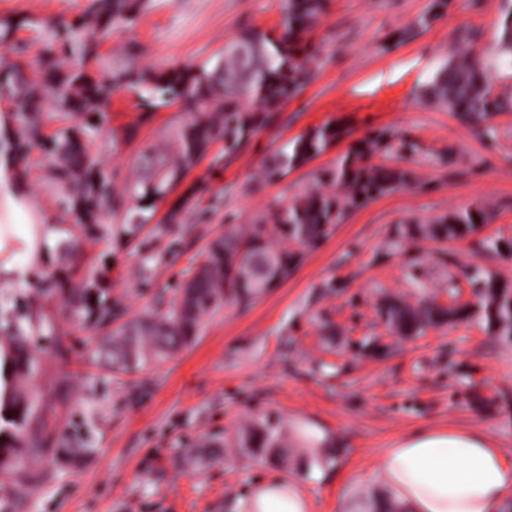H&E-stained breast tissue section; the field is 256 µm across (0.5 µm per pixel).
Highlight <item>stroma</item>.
<instances>
[{"label": "stroma", "mask_w": 512, "mask_h": 512, "mask_svg": "<svg viewBox=\"0 0 512 512\" xmlns=\"http://www.w3.org/2000/svg\"><path fill=\"white\" fill-rule=\"evenodd\" d=\"M431 4L329 0L308 33L323 60L315 80L281 104L275 122L232 160L222 159L224 145L216 143L157 201L153 231L137 242L113 234L122 213H103L86 227L66 213L67 187L42 151L30 148L25 184L54 234L46 264L29 283H0V310L42 314L31 332L39 372L30 388L54 410L48 445L61 454L44 480L0 471V512H238L254 481L274 471L234 444L239 428L264 417L290 433L305 423L328 434L329 464L306 476L313 512H339L342 500L371 494L355 476L424 430L482 431L512 463V342L475 319L401 336L384 315L390 298L471 303L467 274L475 268L512 286V252L481 245L487 237L512 241V112L493 118L488 145L417 97L439 63L459 52V30L478 31L479 47L493 44L501 0H450L428 30L399 42ZM86 5L0 0V16L72 20ZM285 6L152 0L100 52L110 61L133 42L140 67H193L244 28L276 30ZM189 117L178 104L150 112L136 92L114 95L92 151L117 193L137 178L146 157L176 152ZM327 122L345 124L348 140L283 180H259L268 156ZM382 129L408 133L420 145L410 164L417 185L350 212L319 246L303 249L288 279L252 304L225 302L196 342L160 366L131 373L98 366L90 358L103 334L96 316L73 314L62 295L41 292L50 275L64 284L101 280L119 320L167 309L212 239L287 204L312 187L313 173ZM473 203L493 215L479 231L448 241L397 235L408 220L427 222ZM180 205L182 223H165L167 211ZM146 252L154 255L147 263Z\"/></svg>", "instance_id": "stroma-1"}]
</instances>
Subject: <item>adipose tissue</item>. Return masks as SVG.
<instances>
[{"instance_id":"ef3b65f1","label":"adipose tissue","mask_w":512,"mask_h":512,"mask_svg":"<svg viewBox=\"0 0 512 512\" xmlns=\"http://www.w3.org/2000/svg\"><path fill=\"white\" fill-rule=\"evenodd\" d=\"M1 200L7 218L0 223V280L22 286L43 266L52 230L29 195ZM361 481L384 485L408 512H500L512 499V463L492 438L474 430L407 436L386 449ZM241 512H311V501L299 477L272 476L253 486Z\"/></svg>"}]
</instances>
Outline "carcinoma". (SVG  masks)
<instances>
[{
  "label": "carcinoma",
  "mask_w": 512,
  "mask_h": 512,
  "mask_svg": "<svg viewBox=\"0 0 512 512\" xmlns=\"http://www.w3.org/2000/svg\"><path fill=\"white\" fill-rule=\"evenodd\" d=\"M328 0H288L276 36L249 28L224 46L219 55L204 63L167 73L136 66L137 47L130 45L128 61H112V67L90 72L102 63L99 46L114 28L131 26L146 11L149 0H88L76 20L47 22V38L41 57V79L29 76L13 55L25 45L15 40L23 25L39 22L16 17L0 18V101L7 102L0 117V156L18 168L33 143L49 158L55 178L72 191V207L78 219H95L122 203L112 192V181L98 171L97 158L84 140L92 141L99 125L86 120L103 116L112 96L134 90L154 110L181 103L191 111L190 120L178 132L179 151L158 159L155 174L128 186L136 207L126 215L121 233L134 241L154 216L155 203L179 184L196 161L214 143L224 142V157L236 156L253 134L272 120L273 109L297 95L315 77L321 64L319 49L307 38ZM448 0H434L432 9L420 14L411 30H427L437 18L434 9ZM501 29L492 48L476 47L477 33L461 32L463 48L457 57L441 64L422 97L432 106L452 113L476 135L494 138L492 118L512 112V95L495 91L491 70L512 69V0H502ZM60 114L66 124L46 138L43 114ZM349 131L339 123L314 127L271 155L261 167L265 181L280 180L330 146L345 139ZM419 150L404 133L382 131L356 142L336 160V166L314 174L313 186L265 214L244 230L233 227L213 240L202 255L206 274L193 283V298L179 300L163 312H147L112 327V305L107 289L97 282L80 283L68 290L75 310H95L110 332L102 337L94 354L112 370L126 372L155 366L190 344L199 335L206 318L221 309L226 300L249 303L288 277L300 253L294 246L312 247L327 238L351 210L417 181L408 168L370 164L375 155L409 158ZM489 215L476 205L441 215L428 224L408 226V236L434 239L460 238L488 223ZM481 300L483 319L495 336L512 338V288L479 270L470 274ZM432 304L412 307L392 302L386 307L389 324L405 336H419L435 322ZM28 332L18 316L0 317V469H21L57 452L46 447L44 434L48 409L32 399L28 380L37 371V361L28 345ZM235 445L246 448L265 462L288 460V438L266 421H254L236 437Z\"/></svg>",
  "instance_id": "cac0c4a2"
}]
</instances>
